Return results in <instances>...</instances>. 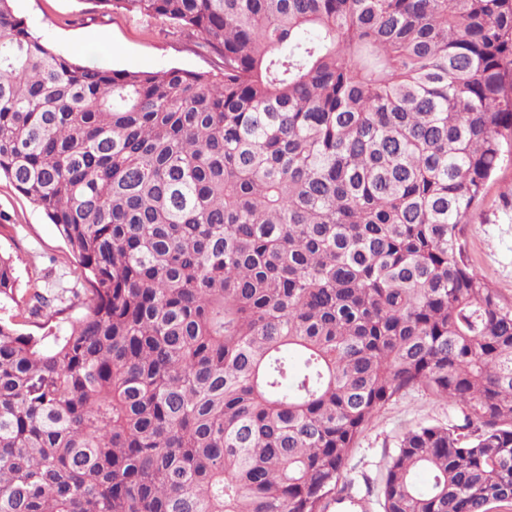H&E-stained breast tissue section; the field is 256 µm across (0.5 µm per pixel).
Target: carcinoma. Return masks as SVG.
<instances>
[{
  "label": "carcinoma",
  "instance_id": "1",
  "mask_svg": "<svg viewBox=\"0 0 512 512\" xmlns=\"http://www.w3.org/2000/svg\"><path fill=\"white\" fill-rule=\"evenodd\" d=\"M99 2L218 64H81L0 0V174L91 285L61 334L0 321V512H327L418 388L464 423L403 437L384 512L511 503L512 300L464 219L512 157V0Z\"/></svg>",
  "mask_w": 512,
  "mask_h": 512
}]
</instances>
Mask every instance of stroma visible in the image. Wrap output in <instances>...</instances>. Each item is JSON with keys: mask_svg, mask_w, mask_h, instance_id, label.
Returning <instances> with one entry per match:
<instances>
[{"mask_svg": "<svg viewBox=\"0 0 512 512\" xmlns=\"http://www.w3.org/2000/svg\"><path fill=\"white\" fill-rule=\"evenodd\" d=\"M11 6L35 35L79 61L92 58L116 70L196 72L209 70L214 62L191 35L168 21L116 10L98 0H12ZM465 240L477 271L503 298L512 299V163L497 171L470 212ZM0 255L12 261L18 292H25L36 277L49 296L66 301L87 286L57 227L4 178L0 179ZM460 420L458 406L421 389L383 406L349 454L346 478L367 501V512H383L379 489L406 433Z\"/></svg>", "mask_w": 512, "mask_h": 512, "instance_id": "stroma-1", "label": "stroma"}]
</instances>
